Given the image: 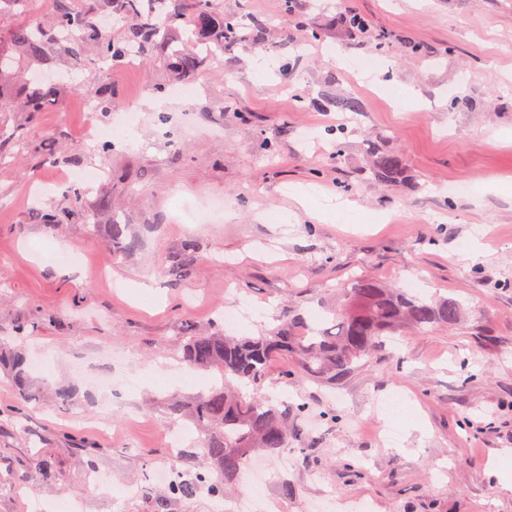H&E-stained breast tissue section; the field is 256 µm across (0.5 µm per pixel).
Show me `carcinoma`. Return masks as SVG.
I'll use <instances>...</instances> for the list:
<instances>
[{
  "mask_svg": "<svg viewBox=\"0 0 512 512\" xmlns=\"http://www.w3.org/2000/svg\"><path fill=\"white\" fill-rule=\"evenodd\" d=\"M47 12L32 6V0H0V17L10 15L16 22L0 28V112H25L32 118L55 102L61 90L26 85L19 58L51 65L61 54L70 68L86 66L88 45L96 47L98 60L122 62L129 49L139 55L166 50L178 34L189 38L193 46L224 50V42L240 38L235 18L224 15L216 0H47ZM109 12L126 22L120 36L103 33L94 26L97 14ZM169 69L176 75L193 72L202 63L200 53L175 49L167 56ZM96 111L107 114L116 107L112 92V74L99 70L94 91ZM22 151H38L22 128L11 132L0 126V167ZM375 177L389 186L401 180L403 164L393 153L377 151L373 155ZM112 211L107 194L97 197L94 207L79 211L37 209L33 219L54 227L77 216L92 218L99 211ZM106 233L115 257L124 259L136 252L140 240L118 218H112ZM343 301L332 311L333 317L313 322L294 314L288 321L258 336H230L210 329L200 332L184 327L183 359L190 365L214 370L224 383L201 393L188 402L172 400V416L187 417L195 428L206 434L198 450H180L195 470L190 479H179L171 487L175 497L194 496L205 487L213 497L224 493L236 481L253 453H276L306 440L299 423L305 406L293 413L261 399L246 400L237 392L242 385L257 383L269 363L286 356L295 361L288 377L336 385L355 369L385 348L388 337L402 330L425 331L438 326L456 325L463 318L461 304L451 298H425L403 288L389 289L377 280L352 276L342 290ZM43 322L22 319L14 334L23 339L38 336ZM13 371L14 383L22 398L29 395L30 376L25 353L0 341V364Z\"/></svg>",
  "mask_w": 512,
  "mask_h": 512,
  "instance_id": "1",
  "label": "carcinoma"
}]
</instances>
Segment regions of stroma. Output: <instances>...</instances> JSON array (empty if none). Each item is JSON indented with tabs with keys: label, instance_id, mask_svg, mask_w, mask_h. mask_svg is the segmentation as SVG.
I'll list each match as a JSON object with an SVG mask.
<instances>
[{
	"label": "stroma",
	"instance_id": "1",
	"mask_svg": "<svg viewBox=\"0 0 512 512\" xmlns=\"http://www.w3.org/2000/svg\"><path fill=\"white\" fill-rule=\"evenodd\" d=\"M219 5L244 37L189 75L174 76L160 52L115 64L119 105L98 114L92 50L51 110L0 118L52 144L0 168V336L20 316L48 319L21 343L40 364L27 402L0 369V512L33 501L56 512L69 499L79 512H155L162 499L166 512H215L207 493L180 499L157 484L112 504L152 463L171 461L170 432L202 439L167 410L171 396H195L216 377L182 361L183 326L211 328L221 304L244 313L231 334L254 335L335 306L354 275L395 288L412 279L422 294L460 301L465 318L396 337L334 387L285 377L288 357L270 363L248 395L305 405L311 440L304 454L260 456L272 512H312L330 494L369 512H512V0H298L294 17L284 0ZM352 12L366 34L338 25ZM302 21L321 38L300 44ZM258 55L263 79L250 67ZM364 57L369 82L354 72ZM347 98L360 111L337 110ZM452 98L463 108L449 110ZM126 111L137 115L134 138L100 154L93 125ZM372 146L400 156L399 186L372 178ZM99 170L111 175L112 209L98 223L118 214L140 239L117 262L105 233L82 221L53 229L31 218L38 206H76L67 191L32 201V183ZM452 180L469 192L449 196ZM301 186L315 190L305 206L292 195ZM214 196L229 201L223 222L190 223ZM327 197L354 219L324 213ZM188 241L194 265L164 263ZM141 284L158 308H143ZM79 365L116 390L78 382ZM156 365L159 383L147 378ZM63 386L75 389L65 407L54 395ZM405 407L412 422L398 415ZM83 441L103 455L88 461ZM45 457L56 464L48 480L36 473ZM106 470L111 491H93Z\"/></svg>",
	"mask_w": 512,
	"mask_h": 512
}]
</instances>
